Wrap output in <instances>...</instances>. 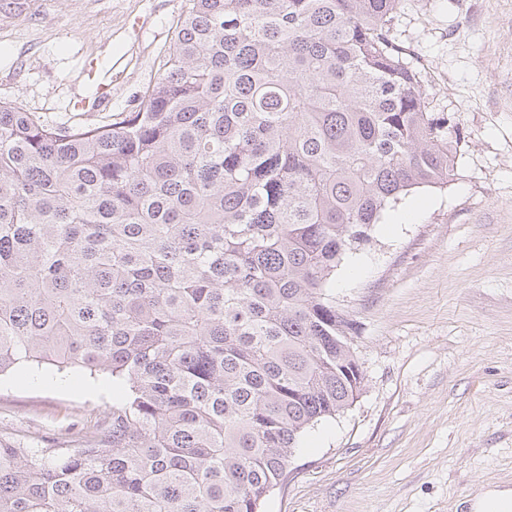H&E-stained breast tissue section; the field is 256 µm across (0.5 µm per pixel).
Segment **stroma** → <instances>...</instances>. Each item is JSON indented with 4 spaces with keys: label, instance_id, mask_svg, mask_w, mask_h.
Segmentation results:
<instances>
[{
    "label": "stroma",
    "instance_id": "35a3bbf8",
    "mask_svg": "<svg viewBox=\"0 0 512 512\" xmlns=\"http://www.w3.org/2000/svg\"><path fill=\"white\" fill-rule=\"evenodd\" d=\"M185 0H14L0 12V101L74 123L87 57L120 60L104 124L158 75ZM145 31L130 37L135 17ZM393 36L464 137L447 187L387 210L332 293L356 320L358 399L303 439L263 512H472L512 482V0H402ZM112 408V380L0 375V436L58 448Z\"/></svg>",
    "mask_w": 512,
    "mask_h": 512
}]
</instances>
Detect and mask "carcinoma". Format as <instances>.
<instances>
[{"label":"carcinoma","mask_w":512,"mask_h":512,"mask_svg":"<svg viewBox=\"0 0 512 512\" xmlns=\"http://www.w3.org/2000/svg\"><path fill=\"white\" fill-rule=\"evenodd\" d=\"M402 0H188L103 125L0 102V375L109 373L102 427L0 439V512H261L364 375L330 285L464 141Z\"/></svg>","instance_id":"1"}]
</instances>
